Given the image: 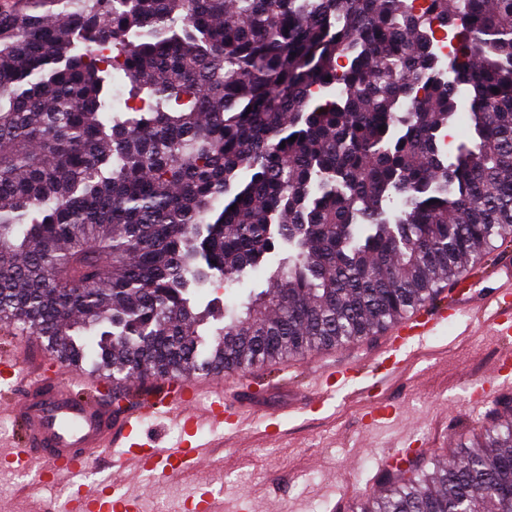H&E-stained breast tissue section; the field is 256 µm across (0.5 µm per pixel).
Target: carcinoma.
Returning a JSON list of instances; mask_svg holds the SVG:
<instances>
[{
  "label": "carcinoma",
  "instance_id": "cac0c4a2",
  "mask_svg": "<svg viewBox=\"0 0 512 512\" xmlns=\"http://www.w3.org/2000/svg\"><path fill=\"white\" fill-rule=\"evenodd\" d=\"M462 111L472 138L449 152ZM508 227L512 0L0 7V325L58 362L120 383L355 344ZM292 239L240 310L191 303ZM413 467L359 512H512V398L456 461Z\"/></svg>",
  "mask_w": 512,
  "mask_h": 512
}]
</instances>
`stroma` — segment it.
I'll list each match as a JSON object with an SVG mask.
<instances>
[{
  "instance_id": "35a3bbf8",
  "label": "stroma",
  "mask_w": 512,
  "mask_h": 512,
  "mask_svg": "<svg viewBox=\"0 0 512 512\" xmlns=\"http://www.w3.org/2000/svg\"><path fill=\"white\" fill-rule=\"evenodd\" d=\"M288 251L280 245L275 256L239 283L224 288L204 284L195 294L197 302L233 305L262 291L271 267ZM380 347L375 337L337 349V362L360 361V376L322 406L280 417L278 436H267L268 423L261 419L242 432L225 433L210 474L224 512H269L274 500L280 512H356L381 458L392 449L425 448L445 459L455 439L479 428L485 411L470 407L468 400L487 379L500 348L488 328L466 317L447 323L422 346L401 353L404 370L394 378L381 372ZM321 366L315 354L264 365L244 378L252 382L254 394L274 388L273 398L280 402L285 398L281 385L306 387ZM373 401L388 404L392 415L371 429L364 409ZM121 490L142 497L145 512H180L197 485L187 476L172 482L137 476ZM62 498L60 487H36L34 468L0 467V507L5 512H48Z\"/></svg>"
}]
</instances>
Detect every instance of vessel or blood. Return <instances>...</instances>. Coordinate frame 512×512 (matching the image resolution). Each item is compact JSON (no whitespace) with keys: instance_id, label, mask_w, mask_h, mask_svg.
I'll return each mask as SVG.
<instances>
[{"instance_id":"1","label":"vessel or blood","mask_w":512,"mask_h":512,"mask_svg":"<svg viewBox=\"0 0 512 512\" xmlns=\"http://www.w3.org/2000/svg\"><path fill=\"white\" fill-rule=\"evenodd\" d=\"M462 315L480 319L502 340L512 339V266L500 268L495 286L480 288L464 280L449 289L447 302L414 310L392 331L383 356L424 341L440 325ZM352 374L350 367L338 365L328 381L319 383L314 390L295 393L290 403L276 406L272 418L323 400L333 381L348 380ZM0 379L16 392L7 411L21 428L20 441L12 443L10 452L0 456V461L12 468L43 462L55 481L83 471L113 449L119 452L114 466L153 479L171 480L187 471L204 472L212 463L213 445L199 439V430L206 427L223 431L224 427L235 426L243 413L258 409L257 401L245 395L234 405L225 400V386L239 383L232 373L163 379L160 397L144 400L121 413L115 412L104 398L112 390L111 379L95 373L73 371L62 382L48 376L46 370L22 366L19 357L0 356ZM159 418L181 426L182 438L163 446L145 435L143 425ZM112 488L109 482L93 491L76 488L66 512H140L137 498L114 495Z\"/></svg>"}]
</instances>
